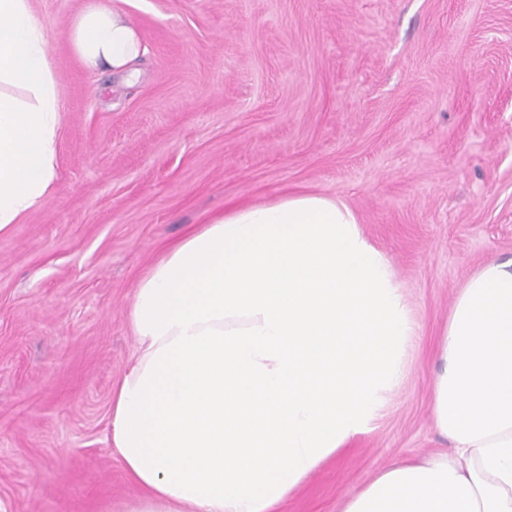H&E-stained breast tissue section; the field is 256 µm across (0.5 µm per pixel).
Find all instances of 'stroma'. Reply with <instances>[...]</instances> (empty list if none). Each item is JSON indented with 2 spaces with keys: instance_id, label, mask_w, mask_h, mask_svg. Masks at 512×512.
Instances as JSON below:
<instances>
[{
  "instance_id": "obj_1",
  "label": "stroma",
  "mask_w": 512,
  "mask_h": 512,
  "mask_svg": "<svg viewBox=\"0 0 512 512\" xmlns=\"http://www.w3.org/2000/svg\"><path fill=\"white\" fill-rule=\"evenodd\" d=\"M32 0L60 89L58 190L0 236V512H128L112 388L148 264L208 217L292 193L346 202L420 326L376 419L278 512H342L397 460L447 451L438 341L466 279L512 258V0H124L127 82Z\"/></svg>"
}]
</instances>
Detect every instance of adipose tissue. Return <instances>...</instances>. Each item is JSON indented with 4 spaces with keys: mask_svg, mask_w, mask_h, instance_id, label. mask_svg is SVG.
<instances>
[{
    "mask_svg": "<svg viewBox=\"0 0 512 512\" xmlns=\"http://www.w3.org/2000/svg\"><path fill=\"white\" fill-rule=\"evenodd\" d=\"M67 39L89 68L146 52L127 13L89 0ZM62 123L31 0H0V236L53 197ZM138 353L112 391L131 512H275L365 432L416 335L385 255L345 202L239 204L168 246L135 288ZM430 414L448 455L396 462L343 512H512V259L461 288Z\"/></svg>",
    "mask_w": 512,
    "mask_h": 512,
    "instance_id": "ef3b65f1",
    "label": "adipose tissue"
}]
</instances>
